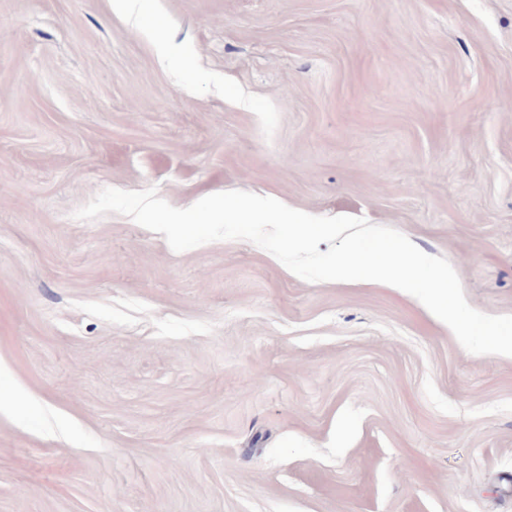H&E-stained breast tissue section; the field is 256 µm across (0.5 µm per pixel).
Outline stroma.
<instances>
[{
  "instance_id": "stroma-1",
  "label": "stroma",
  "mask_w": 512,
  "mask_h": 512,
  "mask_svg": "<svg viewBox=\"0 0 512 512\" xmlns=\"http://www.w3.org/2000/svg\"><path fill=\"white\" fill-rule=\"evenodd\" d=\"M152 13L0 0V512H512V357L380 283L73 216L247 191L394 228L512 315V0Z\"/></svg>"
}]
</instances>
